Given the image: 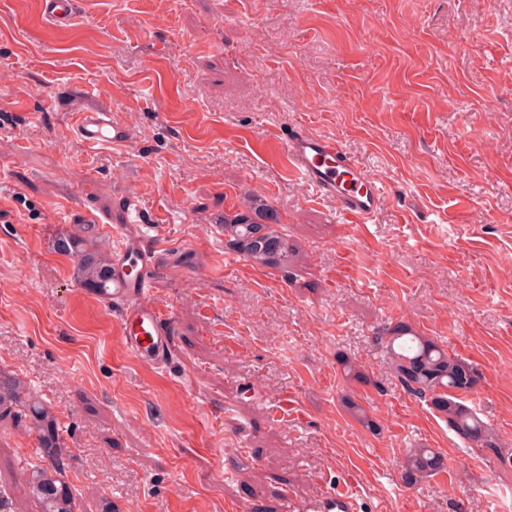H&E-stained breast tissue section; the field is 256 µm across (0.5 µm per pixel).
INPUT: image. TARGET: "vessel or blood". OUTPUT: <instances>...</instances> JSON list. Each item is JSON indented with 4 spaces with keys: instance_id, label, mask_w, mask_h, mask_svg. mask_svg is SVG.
<instances>
[{
    "instance_id": "vessel-or-blood-1",
    "label": "vessel or blood",
    "mask_w": 512,
    "mask_h": 512,
    "mask_svg": "<svg viewBox=\"0 0 512 512\" xmlns=\"http://www.w3.org/2000/svg\"><path fill=\"white\" fill-rule=\"evenodd\" d=\"M77 9V0H42L44 18L58 30L74 23ZM74 134L98 149L124 145L131 128L112 113L89 108L76 113ZM283 155L295 175L319 195L334 199L347 216L369 219L384 201L378 181L334 139L298 129L288 136ZM58 221L109 228L116 241L110 253L112 279L100 294L120 308V332L127 350L142 364L163 365L170 317L152 295L154 276L164 263L158 246L163 225L145 223L141 203L133 196L125 197L119 223H110L107 213L98 209L67 211ZM356 505L349 492L338 489L310 502L306 512H356Z\"/></svg>"
}]
</instances>
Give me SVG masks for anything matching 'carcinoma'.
<instances>
[{
	"mask_svg": "<svg viewBox=\"0 0 512 512\" xmlns=\"http://www.w3.org/2000/svg\"><path fill=\"white\" fill-rule=\"evenodd\" d=\"M90 231L88 226L82 235L61 234L55 238L54 248L76 257L75 275L81 286L105 288L112 277L109 254ZM224 234L229 238L230 247L252 263L288 272L294 249L286 235L277 230L272 209L262 195H252L245 209L224 214ZM386 334L390 368L401 386L423 399L463 442L487 448L500 461L511 463L512 448L461 401V395L477 385V369L437 339L415 330L404 321L388 328ZM344 404L360 424L369 429L375 427L361 405L350 398L344 399ZM25 410L36 421L41 447H57L56 418L51 408L30 400L20 381L1 377L0 413L19 422ZM63 467L62 458L52 456L50 468L40 467L33 474L32 491L42 502L44 512H73L70 491L60 479ZM443 468L444 459L440 452L432 448H416L405 457L402 479L408 485H416L437 475Z\"/></svg>",
	"mask_w": 512,
	"mask_h": 512,
	"instance_id": "obj_1",
	"label": "carcinoma"
}]
</instances>
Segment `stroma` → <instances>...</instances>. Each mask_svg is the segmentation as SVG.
Here are the masks:
<instances>
[{
    "instance_id": "35a3bbf8",
    "label": "stroma",
    "mask_w": 512,
    "mask_h": 512,
    "mask_svg": "<svg viewBox=\"0 0 512 512\" xmlns=\"http://www.w3.org/2000/svg\"><path fill=\"white\" fill-rule=\"evenodd\" d=\"M79 3L60 31L41 0H0V375L56 414L74 512H242L252 495L300 512L344 486L357 512H512V467L404 390L383 339L403 320L472 363L464 401L512 443V0ZM89 106L131 141L75 138ZM299 127L383 185L375 216L345 218L288 169ZM254 191L299 250L292 276L225 243ZM125 192L168 229L158 368L52 247L76 230L55 212L115 216ZM413 448L445 470L406 485ZM43 456L30 419L0 421V512H42Z\"/></svg>"
}]
</instances>
